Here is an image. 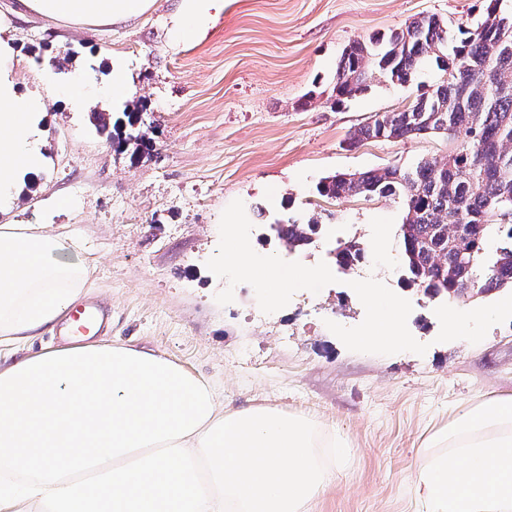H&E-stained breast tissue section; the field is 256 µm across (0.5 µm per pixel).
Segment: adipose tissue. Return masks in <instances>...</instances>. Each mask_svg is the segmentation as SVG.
<instances>
[{
	"label": "adipose tissue",
	"mask_w": 512,
	"mask_h": 512,
	"mask_svg": "<svg viewBox=\"0 0 512 512\" xmlns=\"http://www.w3.org/2000/svg\"><path fill=\"white\" fill-rule=\"evenodd\" d=\"M68 25L141 16L150 0H22ZM224 0H175L178 41ZM0 19V206L38 174L49 114L20 95ZM81 243L0 224V348L54 325L84 293ZM334 431L281 411L222 406L204 379L125 344L67 346L0 364V512H305L336 477ZM109 495H101V486ZM425 512H512V398L476 402L438 432L415 478Z\"/></svg>",
	"instance_id": "obj_1"
}]
</instances>
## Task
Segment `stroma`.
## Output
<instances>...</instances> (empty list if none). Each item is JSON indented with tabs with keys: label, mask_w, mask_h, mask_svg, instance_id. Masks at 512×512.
Returning <instances> with one entry per match:
<instances>
[{
	"label": "stroma",
	"mask_w": 512,
	"mask_h": 512,
	"mask_svg": "<svg viewBox=\"0 0 512 512\" xmlns=\"http://www.w3.org/2000/svg\"><path fill=\"white\" fill-rule=\"evenodd\" d=\"M171 4L152 0L140 19L75 27L16 14L17 0H0L1 11L14 12L18 89L55 114L38 140L41 171L0 210V222L44 224L82 242L92 266L85 295L112 309L107 340L210 380L227 408L264 406L332 427L348 453L308 512H424L412 480L429 438L477 401L512 397V293L447 302L406 288L395 255L399 200L335 202L316 186L337 173L445 159L441 136L353 139L372 116L405 109L435 84L434 60L408 84L376 81L340 105L336 69L354 42L423 15L453 31L475 24L484 0H224L199 40L178 44ZM75 78L96 94L119 78L129 94L69 105L61 91ZM128 104L142 106L153 140L135 157L112 147L110 125ZM236 199L253 248L325 262L336 283L297 291L272 314L247 284L218 304L227 282L205 263ZM288 217L318 219L322 230L289 248L273 228ZM350 240L367 247L369 266L337 264L338 245ZM368 277L411 302L407 326L424 355L353 352L327 328L363 321L349 283ZM455 316L468 321L467 333L450 329Z\"/></svg>",
	"instance_id": "obj_1"
}]
</instances>
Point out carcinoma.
<instances>
[{"label":"carcinoma","mask_w":512,"mask_h":512,"mask_svg":"<svg viewBox=\"0 0 512 512\" xmlns=\"http://www.w3.org/2000/svg\"><path fill=\"white\" fill-rule=\"evenodd\" d=\"M483 21L448 32L434 15L404 29L351 45L336 70L335 104L368 89L379 78L410 82L433 58L443 79L424 89L400 112H385L355 133L357 140L408 139L424 134L464 139L446 161H420L399 169L385 166L358 174H336L319 183L320 196L392 197L402 201L398 234L402 282L429 298L457 299L465 284L483 293L512 290V9L504 0H485ZM140 109L125 106L129 131L112 141L149 151L151 138L134 129ZM319 224L278 222V237L289 247L311 243ZM363 251L338 249L337 264L350 267Z\"/></svg>","instance_id":"obj_1"}]
</instances>
